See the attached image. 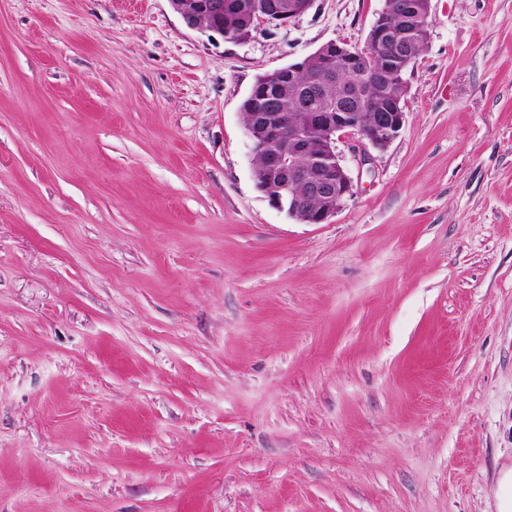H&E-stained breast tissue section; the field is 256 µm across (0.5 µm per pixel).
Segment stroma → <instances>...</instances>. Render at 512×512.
I'll use <instances>...</instances> for the list:
<instances>
[{
    "mask_svg": "<svg viewBox=\"0 0 512 512\" xmlns=\"http://www.w3.org/2000/svg\"><path fill=\"white\" fill-rule=\"evenodd\" d=\"M382 7L239 44L169 0H0V512H498L512 0H431L335 217L255 186L257 78Z\"/></svg>",
    "mask_w": 512,
    "mask_h": 512,
    "instance_id": "35a3bbf8",
    "label": "stroma"
}]
</instances>
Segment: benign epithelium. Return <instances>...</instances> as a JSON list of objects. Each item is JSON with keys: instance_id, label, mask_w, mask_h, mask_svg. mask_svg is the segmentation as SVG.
Wrapping results in <instances>:
<instances>
[{"instance_id": "1", "label": "benign epithelium", "mask_w": 512, "mask_h": 512, "mask_svg": "<svg viewBox=\"0 0 512 512\" xmlns=\"http://www.w3.org/2000/svg\"><path fill=\"white\" fill-rule=\"evenodd\" d=\"M186 26L209 37L246 43L263 23L286 26L306 14L315 0H251L238 4L252 16L248 29L236 34L224 30V0H169ZM430 23L408 25L398 30L391 10L377 17L361 48L335 41L320 46L313 54L276 69L252 87L251 111L244 128L253 155L262 159L254 170L257 189L271 206L307 224L330 220L354 193V183L336 143L350 136V151L360 165L370 161L369 149L383 150L398 136L404 120L407 82L406 63L396 46L408 39L429 38ZM381 56L385 81L374 96L354 88L342 93L338 102L325 101L315 90L299 97V111L288 112L277 105V90L293 83L306 71L309 61L319 62L325 81L339 67L353 75L362 74L370 54Z\"/></svg>"}]
</instances>
